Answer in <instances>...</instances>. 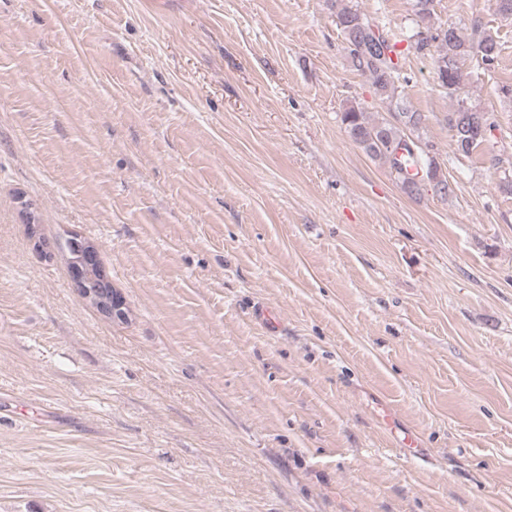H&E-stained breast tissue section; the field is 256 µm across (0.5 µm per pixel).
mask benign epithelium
I'll use <instances>...</instances> for the list:
<instances>
[{
    "label": "benign epithelium",
    "mask_w": 512,
    "mask_h": 512,
    "mask_svg": "<svg viewBox=\"0 0 512 512\" xmlns=\"http://www.w3.org/2000/svg\"><path fill=\"white\" fill-rule=\"evenodd\" d=\"M75 249L68 254L67 263L73 287L105 319L122 322L127 318L125 303L119 294H112L110 276L99 258L97 245L75 237Z\"/></svg>",
    "instance_id": "obj_1"
}]
</instances>
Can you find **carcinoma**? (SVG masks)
<instances>
[{
	"label": "carcinoma",
	"mask_w": 512,
	"mask_h": 512,
	"mask_svg": "<svg viewBox=\"0 0 512 512\" xmlns=\"http://www.w3.org/2000/svg\"><path fill=\"white\" fill-rule=\"evenodd\" d=\"M412 7L418 28L409 37L374 23L353 5L337 8L336 26L351 71L365 77L373 94L389 105L388 116L376 119L362 104L353 103L343 109L341 123L355 145L388 166L405 193L416 197L430 191L446 198L453 189L438 158L422 141L424 117L399 93L405 80L399 44L405 42L407 48L433 58L439 86L456 101V109L448 113V125L455 151L465 157L489 141L496 124L491 113L473 107L461 96L474 78L464 64L474 58L483 70L496 67L500 44L479 22L469 34L452 22L435 23L434 0H413Z\"/></svg>",
	"instance_id": "cac0c4a2"
}]
</instances>
